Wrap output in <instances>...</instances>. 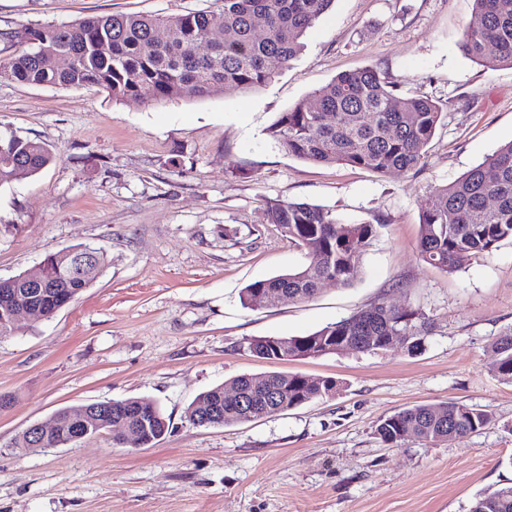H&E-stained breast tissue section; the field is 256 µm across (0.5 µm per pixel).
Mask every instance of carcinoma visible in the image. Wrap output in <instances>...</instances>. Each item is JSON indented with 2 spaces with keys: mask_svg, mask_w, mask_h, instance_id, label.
<instances>
[{
  "mask_svg": "<svg viewBox=\"0 0 512 512\" xmlns=\"http://www.w3.org/2000/svg\"><path fill=\"white\" fill-rule=\"evenodd\" d=\"M334 0H223L218 11L168 16L111 14L71 24L26 27L17 33L29 48L0 60V78L22 84L80 90L98 87L114 101L201 99L260 88L275 77L272 59L282 64L301 51V38ZM477 20L463 32L460 52L484 67H512V0H474ZM221 32L217 40L213 34ZM442 112L424 97L401 96L373 68L338 75L282 114L270 130L289 154L313 163L342 162L385 174L419 171ZM54 161L44 143L11 134L0 137V183L32 177ZM267 221L306 254L308 264L287 274L256 281L241 292L249 307L259 292H277L290 302L313 297L329 280L347 286L359 275L357 245L376 232L372 224H347L328 210L306 202L269 201ZM419 255L446 273L458 271L470 256L489 253L512 239V142L459 179L433 188L422 211ZM79 245L47 255L34 276L53 284L42 299L51 311L73 302L100 275L106 254L95 249L82 265ZM431 331L428 317L409 305L385 301L305 336L257 337L247 350L269 363L301 361L343 351L387 350L385 337H403L402 349L416 355ZM491 370L512 383V328L491 346ZM243 402L218 386L200 394L188 407L197 426H229L259 418L265 394L288 410L336 392V381L299 372L245 374L230 381ZM153 416L146 426L129 410ZM490 421L484 409L446 402L439 411L428 404L402 408L381 418L375 432L393 444L411 437L443 442L479 431ZM170 429L160 406L146 397L112 401V445L135 430L141 446L154 445ZM76 442L67 426L39 447L59 448ZM471 512H512V486L479 498Z\"/></svg>",
  "mask_w": 512,
  "mask_h": 512,
  "instance_id": "carcinoma-1",
  "label": "carcinoma"
}]
</instances>
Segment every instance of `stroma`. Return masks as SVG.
<instances>
[{
    "mask_svg": "<svg viewBox=\"0 0 512 512\" xmlns=\"http://www.w3.org/2000/svg\"><path fill=\"white\" fill-rule=\"evenodd\" d=\"M220 0H0V49L21 27L89 15H169ZM473 0H335L302 52L256 90L112 101L0 79V134L44 142L37 175L0 185V279L77 245L103 249L102 275L53 318L21 316L0 338V512H470L512 485V383L490 345L512 327V240L448 274L418 255L421 207L512 141V68L488 69L458 43ZM376 67L396 93L442 110L421 171L377 174L288 155L270 127L336 75ZM273 200L308 202L374 225L349 287L322 284L300 303L243 307L246 285L307 258L269 224ZM421 309L425 350L346 351L259 361L257 336H304L380 301ZM300 372L336 393L225 427L187 418L203 392L235 376ZM154 399L172 430L150 448L108 435L63 448H18L64 406ZM457 400L487 410L476 433L383 443L380 418Z\"/></svg>",
    "mask_w": 512,
    "mask_h": 512,
    "instance_id": "1",
    "label": "stroma"
}]
</instances>
